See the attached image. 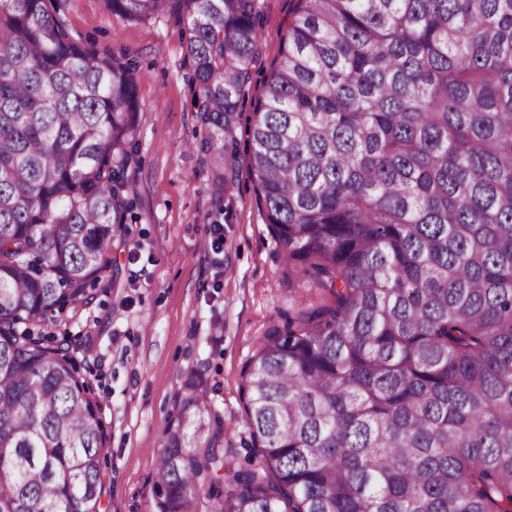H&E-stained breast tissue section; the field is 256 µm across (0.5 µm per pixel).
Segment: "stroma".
Segmentation results:
<instances>
[{
    "mask_svg": "<svg viewBox=\"0 0 512 512\" xmlns=\"http://www.w3.org/2000/svg\"><path fill=\"white\" fill-rule=\"evenodd\" d=\"M294 0H258L262 65L277 62ZM61 16L88 43L138 63L139 145L126 168L133 207L112 239V265L91 303L34 335L66 341L106 433L107 512H152L161 436L184 375L201 373L237 465L255 463L243 424L242 372L272 321L307 292L287 284L247 173L216 199L192 107L182 24L131 22L101 0H64ZM224 227V249L209 243Z\"/></svg>",
    "mask_w": 512,
    "mask_h": 512,
    "instance_id": "1",
    "label": "stroma"
}]
</instances>
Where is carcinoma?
Wrapping results in <instances>:
<instances>
[{
    "label": "carcinoma",
    "mask_w": 512,
    "mask_h": 512,
    "mask_svg": "<svg viewBox=\"0 0 512 512\" xmlns=\"http://www.w3.org/2000/svg\"><path fill=\"white\" fill-rule=\"evenodd\" d=\"M187 25L216 191L260 64L257 0H102ZM59 0H0V512H101L98 406L34 336L94 298L125 223L133 59ZM247 173L288 281L317 296L243 371L237 468L190 370L153 512H512V0H295Z\"/></svg>",
    "instance_id": "carcinoma-1"
}]
</instances>
